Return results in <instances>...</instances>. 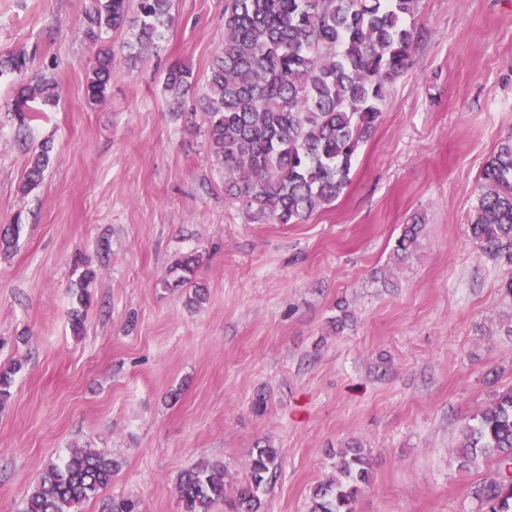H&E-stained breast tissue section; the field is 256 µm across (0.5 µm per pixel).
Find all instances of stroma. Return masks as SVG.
<instances>
[{"label": "stroma", "mask_w": 512, "mask_h": 512, "mask_svg": "<svg viewBox=\"0 0 512 512\" xmlns=\"http://www.w3.org/2000/svg\"><path fill=\"white\" fill-rule=\"evenodd\" d=\"M90 8L0 0V56L27 60L25 75L0 74V225L21 223L0 254V366H21L0 408V512H21L38 475L76 446L119 462L81 512L122 496L180 512L182 468L218 460L237 483L260 441L281 455L265 512H307L351 445L371 471L355 512H484L476 491L495 461L461 467L459 445L512 388V266L486 256L469 225L481 171L512 134V0H419L410 64L348 187L299 224L255 223L225 196L202 116L173 111L164 88L170 65L189 68L186 106L200 107L224 0H172L159 50L136 62L130 27L88 36ZM102 49L112 82L92 103ZM24 77L58 93L33 102L25 128L11 109ZM32 143L49 163L25 193ZM416 215L420 248L395 263ZM191 253L207 290L199 307L166 285ZM85 267L92 302L76 333ZM112 79V53L99 51L87 81V95L90 102H99L106 97Z\"/></svg>", "instance_id": "35a3bbf8"}]
</instances>
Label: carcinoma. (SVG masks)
<instances>
[{"instance_id":"1","label":"carcinoma","mask_w":512,"mask_h":512,"mask_svg":"<svg viewBox=\"0 0 512 512\" xmlns=\"http://www.w3.org/2000/svg\"><path fill=\"white\" fill-rule=\"evenodd\" d=\"M418 0H224V48L210 66L204 123L210 146L224 166V190L254 221L299 224L333 203L350 182L353 161L381 121L389 86L407 67L415 31L410 19ZM171 0H139L129 59L158 48L173 20ZM98 30L126 23V0H92ZM112 53L100 51L87 81L91 102L106 97ZM185 66L169 69L165 88L178 99L191 87ZM46 79L21 85L13 104L32 121L28 103L54 101ZM49 162V148L34 149L23 189H35ZM423 218L404 225L393 247L397 260L420 245ZM471 231L481 250L512 263V135L502 140L481 172ZM20 224L0 231V253L16 245ZM200 265L189 254L170 266L174 287L191 288L189 303L202 304L196 285ZM94 270L78 279L77 303L90 304ZM80 308L71 310L73 332L83 327ZM17 364L0 368V407L11 398ZM461 466L494 457L497 477L480 490L485 512H512V389L464 428ZM281 466L271 445L252 452L248 476L232 486L221 461H200L177 479L181 512H263L262 496ZM369 460L351 447L339 453L336 475L318 484L308 512H354L369 483ZM119 463L95 448H73L60 464L48 465L32 486L22 512H74L112 484Z\"/></svg>"}]
</instances>
